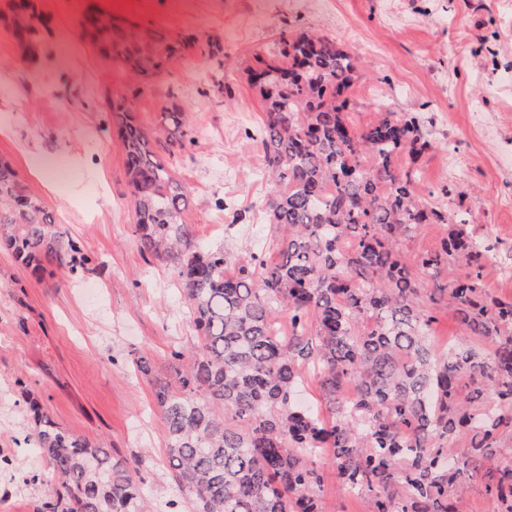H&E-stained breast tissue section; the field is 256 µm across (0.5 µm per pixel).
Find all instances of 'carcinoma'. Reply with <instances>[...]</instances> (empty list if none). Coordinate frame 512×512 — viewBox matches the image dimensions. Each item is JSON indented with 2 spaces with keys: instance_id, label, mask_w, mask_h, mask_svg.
<instances>
[{
  "instance_id": "1",
  "label": "carcinoma",
  "mask_w": 512,
  "mask_h": 512,
  "mask_svg": "<svg viewBox=\"0 0 512 512\" xmlns=\"http://www.w3.org/2000/svg\"><path fill=\"white\" fill-rule=\"evenodd\" d=\"M24 51L40 16L8 0ZM91 36L147 79L194 42L129 35L109 16ZM279 64L249 69L264 102L260 139L276 192L266 207L278 260L236 262L199 245L181 218L186 189L157 162L128 111L116 113L140 247L174 266L198 336L171 353V379L154 382L167 471L193 512H321L323 475L364 500L366 512H465L481 487L488 512H512V299L492 297L491 247L466 220L431 208L404 165L430 147L416 119L378 106L360 129L344 96L357 57L328 37H281ZM176 112L161 131L185 136ZM424 224L445 225L440 248L408 252ZM0 243L38 275L55 261L89 262L64 241L41 201L0 163ZM458 335L430 343L441 306ZM327 416L297 403L308 372ZM33 440L61 480L36 512H149L141 461L63 428L28 402Z\"/></svg>"
}]
</instances>
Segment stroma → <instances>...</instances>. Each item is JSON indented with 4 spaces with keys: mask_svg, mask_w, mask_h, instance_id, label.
<instances>
[{
    "mask_svg": "<svg viewBox=\"0 0 512 512\" xmlns=\"http://www.w3.org/2000/svg\"><path fill=\"white\" fill-rule=\"evenodd\" d=\"M165 37H194L142 81L113 65L85 33L89 6ZM48 19L25 59L0 21V160L53 213L64 239L90 262L42 276L0 250V512H34L60 480L25 437L28 400L113 453L146 456L145 494L157 512L181 495L166 475V444L152 386L132 352L166 377L171 353L197 333L170 263L140 250L134 199L114 108L154 134L164 111L185 117L186 137L154 145L190 195L182 214L198 242L231 259L270 253L265 202L274 186L253 134L262 99L247 70L274 62L281 33L335 39L359 59L350 90L358 126L378 113L373 86L395 112L419 117L431 144L416 191L432 208L463 214L496 247L492 296L512 298V0H35ZM222 50L211 54L209 41ZM46 162L51 184L34 177ZM38 483H30L31 475Z\"/></svg>",
    "mask_w": 512,
    "mask_h": 512,
    "instance_id": "obj_1",
    "label": "stroma"
}]
</instances>
